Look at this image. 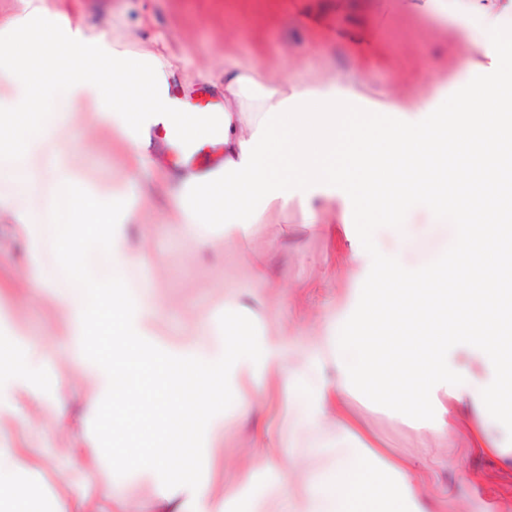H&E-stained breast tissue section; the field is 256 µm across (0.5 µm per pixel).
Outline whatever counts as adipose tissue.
I'll return each instance as SVG.
<instances>
[{
	"label": "adipose tissue",
	"mask_w": 512,
	"mask_h": 512,
	"mask_svg": "<svg viewBox=\"0 0 512 512\" xmlns=\"http://www.w3.org/2000/svg\"><path fill=\"white\" fill-rule=\"evenodd\" d=\"M223 81L224 161L205 179L175 178L176 231L205 245L208 227L221 225L235 243L225 262L247 264L269 286L270 259L246 257L239 244L255 225L299 208L305 224L340 242L342 267L371 264L364 296L338 306L294 361L276 312L265 311L273 335L256 337L239 317L247 307L240 297L225 301L218 330L201 329L183 351L145 350L167 308L127 288L132 267L148 259L128 234L145 203L127 186L108 199L78 189L67 132L86 109L91 123L111 129L136 173L153 126L173 123L195 139L206 115L179 110L155 56L131 55L42 0H26L22 13L0 20V213L20 224L23 272L58 312L75 353L51 394L42 387L45 340L0 344V425L34 420L48 403L61 435L75 412L97 417L109 402L152 415L157 427L135 449L133 469L159 478L154 499L124 498L117 486L89 493L81 477L63 497L64 512H198L210 486L180 496L161 478L201 466L199 431L218 419L227 378L260 375L268 395L298 407L297 430L337 427L318 443L326 467L308 472L290 512H426L423 474L387 449L358 444L364 430L351 403L374 400L437 441L464 405L475 447L506 454L497 431L512 424V232L501 225L512 216V65L496 80L469 82L448 116L434 115L428 96H387L380 107L394 119L368 136L350 121L364 108L356 84L274 82L244 61L225 66ZM345 141L354 150L340 166L336 148ZM49 187L58 190L50 202ZM447 226L444 248L412 266L417 241ZM52 251L54 272L45 263ZM106 319L113 332L104 352L91 327ZM252 445L277 476L294 469L271 428H257ZM32 471L27 449L0 442V512H35Z\"/></svg>",
	"instance_id": "obj_1"
}]
</instances>
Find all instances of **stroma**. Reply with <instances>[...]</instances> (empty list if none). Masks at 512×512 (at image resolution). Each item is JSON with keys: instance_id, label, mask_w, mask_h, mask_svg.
<instances>
[{"instance_id": "stroma-1", "label": "stroma", "mask_w": 512, "mask_h": 512, "mask_svg": "<svg viewBox=\"0 0 512 512\" xmlns=\"http://www.w3.org/2000/svg\"><path fill=\"white\" fill-rule=\"evenodd\" d=\"M50 9L67 6L72 22L86 32H106L131 54L155 53L174 73L172 83L189 93L213 88V80L234 60L256 62L268 78H293L331 84L361 75L369 99L387 93L445 94L456 100L463 92L457 67L469 61L472 76L490 80L507 67L492 46L467 44L454 20L416 7L415 0H45ZM70 137L77 148L75 170L84 187L106 190L121 180L129 165L110 130L76 117ZM135 191L148 193L150 208L141 220L153 227L143 245L148 263L133 269L129 285L142 284L170 305L156 344L178 342L190 322L217 321L233 294L257 289L246 265L224 263V238L214 234L209 245L164 232L172 215L164 193L147 179ZM20 226L0 218V334L30 336L59 330V318L48 304L31 299L22 275ZM254 254L272 260L275 287L261 290L264 304L275 307L288 324V345L306 344L302 320L328 321L336 304L356 300L369 281L368 270L338 267L337 251L324 235L309 231L299 210L274 224H259L249 239ZM192 307L186 319L184 307ZM279 430L290 455L302 470L323 466L314 453L315 436L292 429L295 406L279 400ZM354 414L389 452L428 467L431 478L421 487L433 512H512V461H492L474 448L468 433V410H460L459 426L434 444L425 456L408 421L373 402L356 401ZM54 411L45 408L35 426L13 422L4 436L16 447L29 449L44 463L32 475L39 497L55 500L70 480L89 465L83 453L69 452L68 439L52 426ZM263 412L243 419L225 407L221 439L201 429L199 442L209 469L185 476V483H212L216 496L208 512H252L256 502L276 484L272 471L259 460L252 432ZM120 483L132 500H148L156 492L153 478L105 467L97 469L92 485Z\"/></svg>"}]
</instances>
